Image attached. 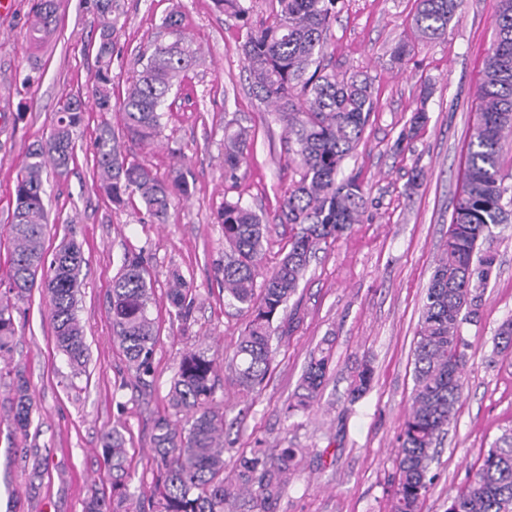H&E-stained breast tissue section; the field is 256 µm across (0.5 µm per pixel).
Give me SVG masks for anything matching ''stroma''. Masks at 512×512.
I'll list each match as a JSON object with an SVG mask.
<instances>
[{
    "label": "stroma",
    "instance_id": "35a3bbf8",
    "mask_svg": "<svg viewBox=\"0 0 512 512\" xmlns=\"http://www.w3.org/2000/svg\"><path fill=\"white\" fill-rule=\"evenodd\" d=\"M111 72L113 94L137 67L141 48L156 39L166 15L182 14V32L199 59L180 86L152 144L122 136L128 160L159 177L181 164L190 195L174 201L167 223H151L144 206L115 208L98 189L93 165L101 122L121 129L118 113L88 111L75 134L67 174L48 173L46 247L65 239L82 247L78 318L90 349L85 372L74 373L54 344L49 298L41 287L14 300L16 341L0 366L21 370L39 406L28 435L16 433L0 409V512H83L94 490L112 487L101 435L118 428L126 441L127 512H146L153 468V425L167 413L166 395L181 358L205 351L232 356L245 314L224 303L217 267L224 230L217 213L225 197L242 198L268 222L261 269L288 250L279 215L292 173L284 127L253 95L240 47L244 21L215 10L212 0H120ZM54 32L29 44L33 0H16L0 18V233L14 207V184L29 147L50 131L59 99L86 94L98 69L99 32L85 0H58ZM417 0H344L328 36L327 58L373 80L377 110L345 163L369 202L359 224L313 250L299 288L278 318L288 328L261 393L245 400L220 369L216 410L237 419L226 441V469L256 445L294 448L298 464L274 512H389L397 436L411 405L413 349L426 288L448 238L461 188L467 143L479 104L483 61L495 40L497 0H464L445 39L419 41L412 28ZM414 45L404 61L400 40ZM431 84L421 100L423 84ZM428 120L401 140L416 108ZM247 127L251 141L237 183L224 180V126ZM422 176L410 182L411 168ZM494 271L479 316L462 326L468 347L460 409L433 465L434 483L420 512H445L482 454L512 431V356L493 358L492 338L512 317V223L496 230ZM141 253L151 274L150 316L159 326L152 372L138 379L112 342L110 289L125 252ZM182 276L194 302L187 318L170 312L167 292ZM331 356L330 379L306 412L285 406L311 356ZM371 363L369 391L352 399V381ZM37 447L50 461L37 491L32 462L19 452Z\"/></svg>",
    "mask_w": 512,
    "mask_h": 512
}]
</instances>
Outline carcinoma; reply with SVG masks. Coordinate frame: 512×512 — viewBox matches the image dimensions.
<instances>
[{"mask_svg": "<svg viewBox=\"0 0 512 512\" xmlns=\"http://www.w3.org/2000/svg\"><path fill=\"white\" fill-rule=\"evenodd\" d=\"M99 21L96 48L101 63L92 88V108L122 114L124 135L152 143L161 134V119L173 87L196 62L198 49L181 30V14L169 13L163 26L171 36L155 40L140 53L121 99L112 100L111 62L114 52L118 0H91ZM220 11L241 20L252 18V0H212ZM340 0H275L269 19L249 25L241 46L245 69L256 96L271 108L288 133V167L298 178L284 195L280 222L291 227L290 247L278 265L256 288L267 243V224L242 199L224 198L218 222L224 229V264L218 270L224 299L248 316L228 368L240 391L251 396L261 389L274 362L273 321L295 293L309 263L313 244L337 238L359 223L367 204L355 175L339 177L345 159L357 149L371 113L376 109L370 77L338 73L324 62L326 35L336 20ZM415 30L423 41L448 36L462 0H418ZM57 0H37L32 30L41 36L57 26ZM496 39L483 67L477 109L448 241L432 273L422 306L414 349V388L411 411L397 438L396 482L390 512H419V503L432 485L431 465L455 418L462 391L467 343L461 327L476 317L481 297L496 261L492 227L507 221L503 203L512 186L504 185L500 151L512 132V0H498ZM87 103L79 95L61 98L47 138L33 145L17 176L14 208L8 227V293L20 298L40 284L50 302V321L56 348L71 367L86 368L88 346L77 316L79 276L84 262L80 245L62 241L46 261L47 224L43 176L48 168L62 174L74 159L76 128ZM248 130L224 127V180L235 182L245 157ZM95 162L100 190L115 206L139 201L159 223L167 220L174 200L189 192L181 169L162 180L149 166L126 161L113 131L100 130ZM142 256L124 254L112 278L113 341L126 355L136 375L151 372L159 340L150 318L152 303ZM167 299L178 318L193 304L191 289L178 277ZM10 298L0 297V353L15 339ZM494 354L512 355V318L504 320L493 337ZM330 355L311 357L288 412L307 411L322 390L330 370ZM217 357L205 351L185 355L169 391L170 413L154 423L156 475L150 485L154 512H235L245 492L258 484L252 501L257 512H273L288 483L297 455L282 448L273 460L254 448L238 459L233 474L224 475V434L230 424L213 410L217 389ZM373 369L357 372L352 399L366 392ZM14 429L28 435L36 411L33 394L21 377L13 380L7 397ZM112 458V492L94 491L85 512H121L126 496L123 481L126 458L122 433L113 428L102 435ZM446 512H512V433L498 439L482 457L471 479L450 500Z\"/></svg>", "mask_w": 512, "mask_h": 512, "instance_id": "carcinoma-1", "label": "carcinoma"}]
</instances>
